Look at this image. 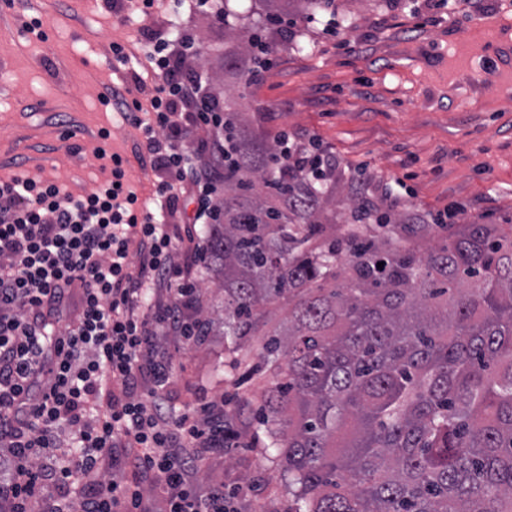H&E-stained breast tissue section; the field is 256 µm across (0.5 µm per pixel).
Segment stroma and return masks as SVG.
Here are the masks:
<instances>
[{"label": "stroma", "mask_w": 512, "mask_h": 512, "mask_svg": "<svg viewBox=\"0 0 512 512\" xmlns=\"http://www.w3.org/2000/svg\"><path fill=\"white\" fill-rule=\"evenodd\" d=\"M335 15H314L291 42L269 39L273 63L231 102L248 131L270 140L281 132L316 138L340 161L336 197L371 174L377 196L396 187L399 210L424 228L362 224L366 236L425 253L453 224L512 225V0H336ZM249 11L253 0H209L181 13L129 20V0H0V178L56 180L75 196L104 176L93 155L104 145L127 160V174L148 195L165 172L134 157L143 137L101 103L110 88L146 99L156 83L147 62L123 65L113 43L138 54L142 42L169 38L181 71L206 91L224 92V25L217 8ZM195 36L204 51L183 44ZM110 131L101 142L100 131ZM175 349L166 396L173 413L198 408L199 394L223 406L242 447L210 456L195 477L198 494L213 484L237 491L238 512H286L288 484L275 462V438L256 415L271 373L245 376L262 345L224 340L216 326L206 342Z\"/></svg>", "instance_id": "obj_1"}]
</instances>
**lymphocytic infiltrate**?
<instances>
[{"label": "lymphocytic infiltrate", "mask_w": 512, "mask_h": 512, "mask_svg": "<svg viewBox=\"0 0 512 512\" xmlns=\"http://www.w3.org/2000/svg\"><path fill=\"white\" fill-rule=\"evenodd\" d=\"M144 56L159 80L148 102L117 89L101 102L159 156L168 177L157 204L140 200L123 157L102 146L94 157L107 178L85 197L51 180H0V501L10 512H34L80 478L78 499L56 512H151L148 489L160 512H230L223 487L198 495L194 474L208 454L237 447L238 433L220 411L203 422L170 414L173 362L158 350L160 337L188 345L197 336L198 289L173 256L187 248L191 262L201 258L196 226L214 217L224 146L203 163L177 143L182 111L204 102L201 81L178 71L167 43ZM182 197L197 207L178 233L167 216ZM111 383L122 394L103 400Z\"/></svg>", "instance_id": "obj_1"}]
</instances>
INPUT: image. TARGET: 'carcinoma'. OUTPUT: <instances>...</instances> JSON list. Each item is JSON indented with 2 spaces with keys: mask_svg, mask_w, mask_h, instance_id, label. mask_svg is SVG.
I'll return each instance as SVG.
<instances>
[{
  "mask_svg": "<svg viewBox=\"0 0 512 512\" xmlns=\"http://www.w3.org/2000/svg\"><path fill=\"white\" fill-rule=\"evenodd\" d=\"M224 11V85H249L269 28L336 0ZM354 224H405L364 194ZM336 194L258 142L224 107V198L206 261L224 335L264 337L277 370L263 419L279 426L287 512H512V228L464 224L425 256L346 240ZM349 247L352 277L336 286ZM383 267H377L378 263ZM288 302V329L263 308Z\"/></svg>",
  "mask_w": 512,
  "mask_h": 512,
  "instance_id": "carcinoma-1",
  "label": "carcinoma"
}]
</instances>
